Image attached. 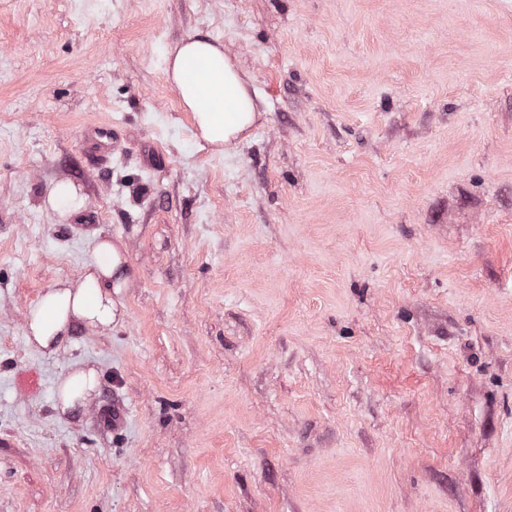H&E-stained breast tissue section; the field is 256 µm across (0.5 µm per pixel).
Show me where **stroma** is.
Instances as JSON below:
<instances>
[{
    "instance_id": "obj_1",
    "label": "stroma",
    "mask_w": 512,
    "mask_h": 512,
    "mask_svg": "<svg viewBox=\"0 0 512 512\" xmlns=\"http://www.w3.org/2000/svg\"><path fill=\"white\" fill-rule=\"evenodd\" d=\"M197 34L263 112L223 154ZM102 238L123 323L40 353ZM0 512H512V0H0ZM166 76L192 113L195 136L222 153L248 139L262 118L248 78L220 43L188 36L170 50ZM89 159L94 163L109 161L112 157L111 124L90 125L83 131ZM48 202L62 215L77 213L82 209V199L77 187L70 181H60L51 190ZM99 384L94 367L83 364L62 376L56 386V409L62 414H73L86 405Z\"/></svg>"
}]
</instances>
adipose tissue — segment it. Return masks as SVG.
<instances>
[{"label": "adipose tissue", "mask_w": 512, "mask_h": 512, "mask_svg": "<svg viewBox=\"0 0 512 512\" xmlns=\"http://www.w3.org/2000/svg\"><path fill=\"white\" fill-rule=\"evenodd\" d=\"M166 76L192 114L196 138L215 151H226L248 139L262 117L248 78L219 43L192 35L183 39L168 53ZM127 262L120 245L100 240L76 283L47 290L29 309L28 342L52 354L75 323L104 329L118 325L124 307L113 292L128 280ZM98 384L95 368L77 366L57 382V410L64 415L80 411Z\"/></svg>", "instance_id": "ef3b65f1"}]
</instances>
